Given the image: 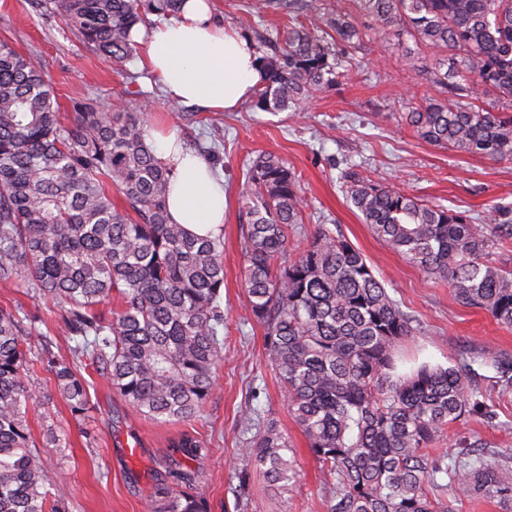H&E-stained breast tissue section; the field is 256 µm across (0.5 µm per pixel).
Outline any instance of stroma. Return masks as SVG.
Wrapping results in <instances>:
<instances>
[{"instance_id": "obj_1", "label": "stroma", "mask_w": 512, "mask_h": 512, "mask_svg": "<svg viewBox=\"0 0 512 512\" xmlns=\"http://www.w3.org/2000/svg\"><path fill=\"white\" fill-rule=\"evenodd\" d=\"M213 2L225 26L252 42L289 21L270 0ZM1 40L20 54L41 59L62 112H71L73 102L81 99L109 112L117 99L134 105L148 98L155 106L142 114V123L166 118L168 98L141 66L140 53L114 66L90 50L60 17L35 8L33 0H0ZM356 58L360 68L339 85L316 93L300 121L286 112L254 110L248 101L232 112L181 104L184 117L172 121V128L223 176L226 188L224 359L199 415L167 423L134 413L86 359L80 370L90 383L87 410L82 418H73L55 391L53 375L31 362L27 378L35 391L28 415L32 441L50 483L69 491L71 512H146L155 486L176 485L179 471L194 476L193 491L207 502L208 512H327L331 491L288 411L265 357L264 329L246 308L241 288L240 192L245 163L258 155L276 154L288 163L303 188L306 215L337 225L391 295L417 319L418 332L402 345L405 357L441 365L461 356L512 361V329L483 311L461 306L447 282L424 276L384 247L341 188L343 176L355 171L477 217L490 205H512V160L458 154L425 142L396 122V112L435 94L434 51L416 48L408 38L390 50L370 39ZM494 375L493 369L480 367L474 381L494 401L495 418L452 425L440 447L454 453L477 440L487 450L512 452V391L499 392ZM252 403L259 404L266 420L274 422L296 450L292 490L268 483L245 452L240 419ZM49 427L63 436L61 447L45 444L43 434ZM186 432L205 443V452L189 457L176 448Z\"/></svg>"}]
</instances>
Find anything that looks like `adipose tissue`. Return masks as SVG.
Segmentation results:
<instances>
[{
	"label": "adipose tissue",
	"mask_w": 512,
	"mask_h": 512,
	"mask_svg": "<svg viewBox=\"0 0 512 512\" xmlns=\"http://www.w3.org/2000/svg\"><path fill=\"white\" fill-rule=\"evenodd\" d=\"M133 39L141 44L148 69L174 98L232 111L261 83L255 47L215 20L208 0H187L179 18L134 33ZM145 140L174 168L167 198L170 222L197 235L218 231L224 222L223 180L183 147L175 130L150 124Z\"/></svg>",
	"instance_id": "1"
}]
</instances>
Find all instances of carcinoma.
<instances>
[{
	"label": "carcinoma",
	"instance_id": "obj_1",
	"mask_svg": "<svg viewBox=\"0 0 512 512\" xmlns=\"http://www.w3.org/2000/svg\"><path fill=\"white\" fill-rule=\"evenodd\" d=\"M185 0H36L96 53L119 65L146 13L173 16ZM405 35L448 53L426 98L400 114L424 141L489 160L512 159V0H337L321 22L290 24L266 40L253 109L304 111L344 78L370 35ZM492 97L490 108L473 104ZM173 166L145 142L140 113L76 102L60 112L44 66L0 42V282L58 310L57 335L74 342L133 411L189 421L211 396L224 357V234L172 224ZM126 207L112 200V190ZM346 198L373 235L425 275L446 280L459 304L512 327V270L495 258L512 241V210L478 219L347 174ZM242 288L264 327V349L308 448L331 481L327 512H454L479 496L512 512V457L465 449L435 455L448 425L495 416L471 384L472 362H423L399 371L401 342L418 330L365 255L328 224L304 222V195L288 163L253 159L242 190ZM306 246L291 258L295 241ZM106 315L98 307L110 301ZM34 315L0 306V512H70L65 489H46L27 419L25 377L35 351L71 415L84 416L87 380L57 358ZM484 365L512 388V362ZM288 439L269 424L246 452L272 482L296 478ZM149 512H207L191 491L156 487Z\"/></svg>",
	"mask_w": 512,
	"mask_h": 512
}]
</instances>
